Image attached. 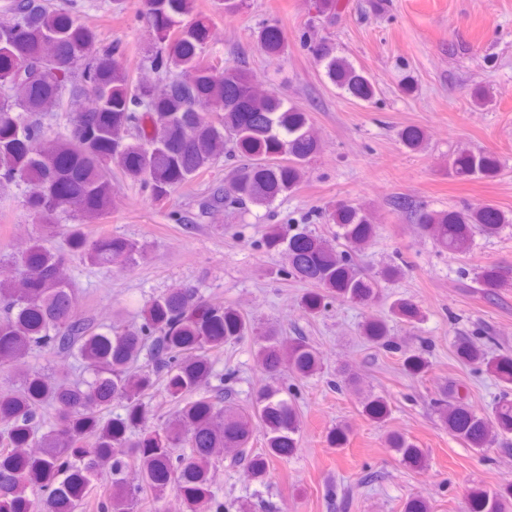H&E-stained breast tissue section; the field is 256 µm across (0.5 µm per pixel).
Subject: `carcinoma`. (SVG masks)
I'll return each instance as SVG.
<instances>
[{
  "label": "carcinoma",
  "mask_w": 512,
  "mask_h": 512,
  "mask_svg": "<svg viewBox=\"0 0 512 512\" xmlns=\"http://www.w3.org/2000/svg\"><path fill=\"white\" fill-rule=\"evenodd\" d=\"M194 4L143 0L154 47L134 69L120 60V41L101 42L52 0H7L0 8V198L23 189V206L42 229L21 253L0 248V268L12 270L0 279V512H140L147 499L156 502L169 490L180 494L187 512H224L211 490L217 451L234 463L248 460L259 482L297 451L300 410L284 379L322 369L304 337L259 328L241 309L181 287L145 302L133 324L99 323L82 309L66 273L70 253L88 267L119 270L148 254L145 241L86 233V225L109 219L116 208L115 173L148 188L161 204L211 172L229 143L243 163L224 183L208 186L207 203L246 211L291 192L320 150L307 113L260 88L244 68L204 62L209 23L193 16ZM315 10L329 24L340 15L338 0H316ZM258 42L271 60L284 53L275 23L261 28ZM309 49L337 89L360 101L374 98L375 85L332 46L315 41ZM451 169L484 175L496 162L460 152ZM393 207L456 257L471 252L476 236L512 225L489 205L433 211L398 197ZM322 216L336 226L332 240L278 224L264 236L265 246L287 256L290 273L313 286L302 309L320 314L327 296L376 302L381 283L403 274L395 265L365 274L355 263L378 225L345 202L327 206ZM54 232L68 251L46 245ZM505 277L511 269L490 266L475 283L490 290ZM419 316L412 300L397 298L388 316L363 322L360 337L400 351L402 370L420 376L430 367L426 350L397 345L389 325ZM244 340L266 376L250 402L237 403L220 386L200 391L212 377L224 380L216 355ZM495 345L491 336L483 343L465 338L455 350L461 364L502 386L488 412H475L457 387L442 388L433 401L448 433L483 451L512 434V351ZM37 352L52 358V370L15 369ZM160 386L172 409L151 426L150 398ZM114 403L123 413L112 415ZM359 405L375 423L389 415L382 395L367 393ZM259 439L264 449L256 452ZM386 443L403 462L426 467L423 450L403 434L387 435ZM33 446L41 452H23ZM131 469L139 475L135 485L127 481ZM466 512H512V486L469 490Z\"/></svg>",
  "instance_id": "carcinoma-1"
}]
</instances>
